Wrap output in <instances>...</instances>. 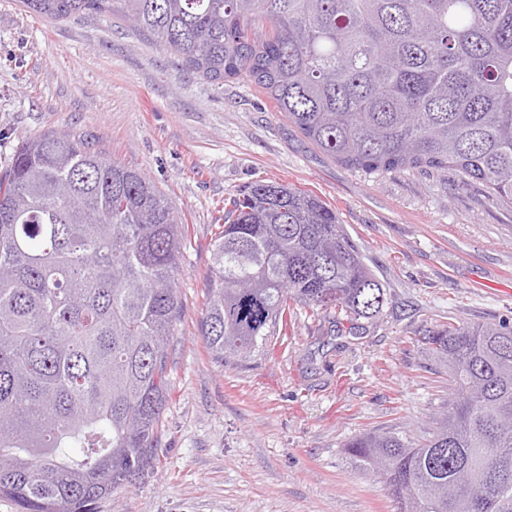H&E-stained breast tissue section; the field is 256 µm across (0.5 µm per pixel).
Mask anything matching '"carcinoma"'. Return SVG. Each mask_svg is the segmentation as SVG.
I'll use <instances>...</instances> for the list:
<instances>
[{"instance_id": "1", "label": "carcinoma", "mask_w": 512, "mask_h": 512, "mask_svg": "<svg viewBox=\"0 0 512 512\" xmlns=\"http://www.w3.org/2000/svg\"><path fill=\"white\" fill-rule=\"evenodd\" d=\"M50 21L119 15L216 83L246 77L318 149L364 173L430 168L512 203V0H21ZM173 204L85 139L47 131L0 176V498L96 512L158 468L181 319ZM199 335L217 363L310 316L374 320L385 286L336 210L285 183L233 198ZM448 410L422 440L345 444L400 512H512V327L426 338Z\"/></svg>"}]
</instances>
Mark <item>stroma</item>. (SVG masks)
Returning <instances> with one entry per match:
<instances>
[{
  "label": "stroma",
  "mask_w": 512,
  "mask_h": 512,
  "mask_svg": "<svg viewBox=\"0 0 512 512\" xmlns=\"http://www.w3.org/2000/svg\"><path fill=\"white\" fill-rule=\"evenodd\" d=\"M50 130L141 171L182 219L164 457L100 512H399L384 480L357 470L343 445L432 431L448 371L428 330L512 323V205L451 173L351 169L250 80L202 79L120 18L48 21L0 0V174L25 140ZM260 180L335 209L387 302L356 330L297 309L268 353L222 365L199 334L211 244L229 199Z\"/></svg>",
  "instance_id": "1"
}]
</instances>
